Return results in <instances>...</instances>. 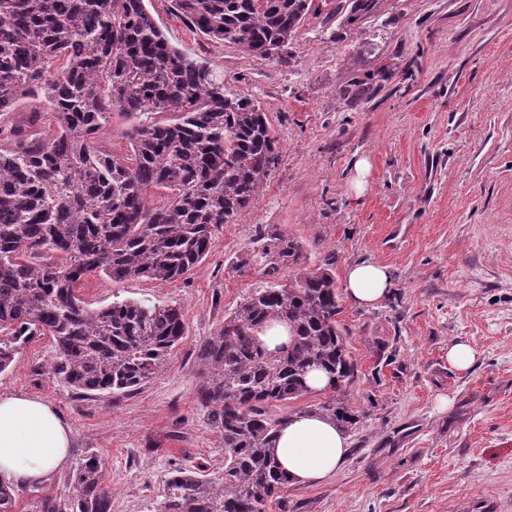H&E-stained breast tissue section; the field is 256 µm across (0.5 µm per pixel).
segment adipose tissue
<instances>
[{"label":"adipose tissue","instance_id":"ef3b65f1","mask_svg":"<svg viewBox=\"0 0 512 512\" xmlns=\"http://www.w3.org/2000/svg\"><path fill=\"white\" fill-rule=\"evenodd\" d=\"M392 270L381 263L350 265L344 292L358 306L389 295ZM70 431L57 410L25 395H0V480L23 487L42 482L67 463ZM348 438L331 420L315 412L289 416L279 426L271 451L293 484H316L343 465Z\"/></svg>","mask_w":512,"mask_h":512}]
</instances>
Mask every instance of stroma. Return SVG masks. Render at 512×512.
<instances>
[{"label":"stroma","instance_id":"35a3bbf8","mask_svg":"<svg viewBox=\"0 0 512 512\" xmlns=\"http://www.w3.org/2000/svg\"><path fill=\"white\" fill-rule=\"evenodd\" d=\"M316 2L282 61L205 40L170 0H146L172 45L261 105L279 163L179 281L85 278L93 310L124 299L181 308L186 332L163 372L130 395H78L49 375L52 339L39 336L0 374V394L57 410L70 459L99 453L112 512H153L174 469L221 474L224 448L197 401L198 346L266 287L252 245L261 228L305 246L281 280L331 253L339 277L361 262L395 274L376 306L339 301L351 383L276 409L337 398L362 411L343 467L286 485L267 512H512V0H382L355 26L334 16L336 0ZM460 339L476 349L466 373L448 363Z\"/></svg>","mask_w":512,"mask_h":512}]
</instances>
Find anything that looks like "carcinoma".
I'll return each mask as SVG.
<instances>
[{
    "label": "carcinoma",
    "mask_w": 512,
    "mask_h": 512,
    "mask_svg": "<svg viewBox=\"0 0 512 512\" xmlns=\"http://www.w3.org/2000/svg\"><path fill=\"white\" fill-rule=\"evenodd\" d=\"M380 0H342L348 25ZM188 27L262 59L288 49L314 0H172ZM28 100L32 107L17 110ZM56 122L43 126V113ZM119 112L131 152L117 158L97 135ZM172 112L171 122L151 113ZM267 114L224 93L206 61L172 46L145 0H0V373L37 336L53 341L49 373L79 394L122 395L161 373L185 334L181 308L117 301L91 310L82 278L175 282L208 255L212 230L231 224L262 192L279 160ZM170 191L161 204L152 189ZM254 256L275 278L251 292L198 349L197 400L224 443L214 478L176 469L156 512H266L288 478L270 453L282 419L271 407L309 392L324 371L329 390L355 375L338 328L328 255L316 269L276 282L304 246L261 231ZM273 322L293 342L270 352L258 335ZM318 412L345 431L362 414L331 400ZM75 495H42L34 512H111L102 461L88 451L72 470ZM0 482V512H17Z\"/></svg>",
    "instance_id": "obj_1"
}]
</instances>
